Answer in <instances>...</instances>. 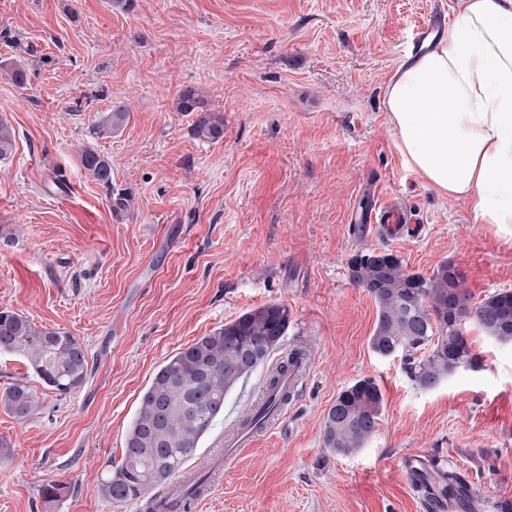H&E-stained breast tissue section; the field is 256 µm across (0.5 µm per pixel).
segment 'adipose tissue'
Here are the masks:
<instances>
[{"label": "adipose tissue", "mask_w": 512, "mask_h": 512, "mask_svg": "<svg viewBox=\"0 0 512 512\" xmlns=\"http://www.w3.org/2000/svg\"><path fill=\"white\" fill-rule=\"evenodd\" d=\"M385 106L425 183L512 236V0H461L447 35L399 65Z\"/></svg>", "instance_id": "1"}]
</instances>
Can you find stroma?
<instances>
[{
  "instance_id": "35a3bbf8",
  "label": "stroma",
  "mask_w": 512,
  "mask_h": 512,
  "mask_svg": "<svg viewBox=\"0 0 512 512\" xmlns=\"http://www.w3.org/2000/svg\"><path fill=\"white\" fill-rule=\"evenodd\" d=\"M458 0H0V118L15 148L0 160V310L71 332L92 372L59 396L21 359L0 355V387L23 378L40 410L0 412V512H142L96 492L119 462L139 394L185 345L246 311L287 306L279 348L308 344L313 364L281 429L260 438L211 484L195 512H422L406 458L444 460L480 512L512 500V341L477 325L466 338L476 368L416 389L400 358L369 347L374 300L348 277L360 251L392 252L408 272L442 261L463 272L473 301L512 291V237L475 220L462 198L430 188L404 161L384 104L434 11ZM24 64L26 85L5 65ZM193 88L223 113L224 135L195 136ZM124 128L92 138L113 101ZM94 143L112 184L132 193L111 208L78 161ZM395 200L422 233L397 241L351 214L364 191ZM265 369L227 396L203 438L207 459ZM375 379L384 406L363 448L322 445L324 417L354 381ZM68 487L54 503L43 486Z\"/></svg>"
}]
</instances>
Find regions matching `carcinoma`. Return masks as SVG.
Listing matches in <instances>:
<instances>
[{"label":"carcinoma","mask_w":512,"mask_h":512,"mask_svg":"<svg viewBox=\"0 0 512 512\" xmlns=\"http://www.w3.org/2000/svg\"><path fill=\"white\" fill-rule=\"evenodd\" d=\"M181 112H198L193 130L215 140L224 135V114L204 108L195 90L178 96ZM128 110L120 102L101 113L97 136L124 127ZM12 127L0 120V159L10 154ZM80 165L111 197L114 211H126L130 193L114 191L109 158L89 143L81 147ZM350 280L373 295L376 323L369 345L382 357H399L419 389L436 387L465 367H473L465 333L472 321L489 336L512 340V291H501L470 304L465 276L442 261L428 276L406 271L389 252H360L348 264ZM288 307L271 303L245 312L223 327L185 346L162 363L138 397L123 438L118 464L99 481L98 493L116 503L138 500L180 473L196 455L200 441L224 416V399L276 351L288 331ZM0 353L23 359L49 389L66 395L89 374V353L70 332L38 327L31 319L0 310ZM40 405L38 393L24 379L0 389V411L26 421ZM383 407L379 385L362 378L342 390L323 422L322 442L347 455L364 447L374 433Z\"/></svg>","instance_id":"obj_1"}]
</instances>
